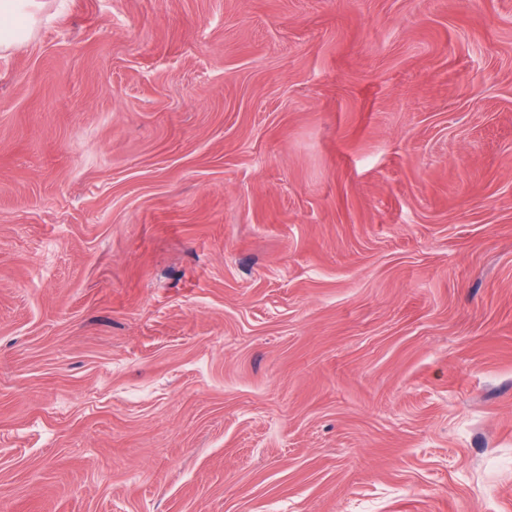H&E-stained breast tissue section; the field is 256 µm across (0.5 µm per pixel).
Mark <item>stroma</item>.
<instances>
[{"mask_svg": "<svg viewBox=\"0 0 512 512\" xmlns=\"http://www.w3.org/2000/svg\"><path fill=\"white\" fill-rule=\"evenodd\" d=\"M41 2L0 512H512V0Z\"/></svg>", "mask_w": 512, "mask_h": 512, "instance_id": "35a3bbf8", "label": "stroma"}]
</instances>
